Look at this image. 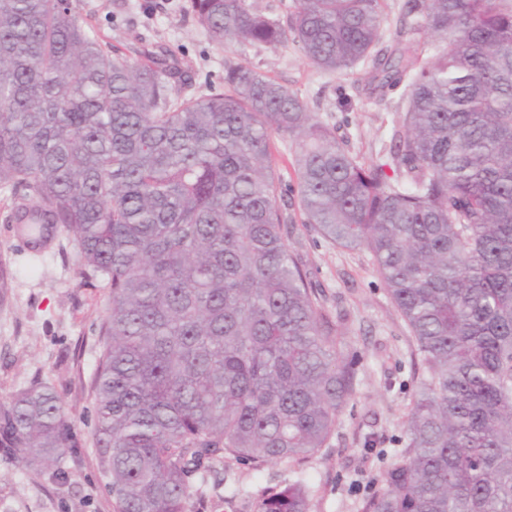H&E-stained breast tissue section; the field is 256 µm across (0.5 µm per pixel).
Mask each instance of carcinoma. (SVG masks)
Listing matches in <instances>:
<instances>
[{"instance_id": "obj_1", "label": "carcinoma", "mask_w": 512, "mask_h": 512, "mask_svg": "<svg viewBox=\"0 0 512 512\" xmlns=\"http://www.w3.org/2000/svg\"><path fill=\"white\" fill-rule=\"evenodd\" d=\"M218 46L293 45L345 73L372 64L407 105L376 159L295 92L224 57V90L187 95L165 48L132 60L75 0H0V193L26 248L73 236L108 289L95 443L114 512H188L226 458L302 462L352 398L302 258L290 196L331 243L365 248L415 348L403 448L363 512H512V0H407L387 55L381 0H190ZM289 139L283 183L273 137ZM0 444L35 468L77 447L55 387L0 404ZM256 512H310L301 481Z\"/></svg>"}]
</instances>
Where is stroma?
<instances>
[{
  "instance_id": "obj_1",
  "label": "stroma",
  "mask_w": 512,
  "mask_h": 512,
  "mask_svg": "<svg viewBox=\"0 0 512 512\" xmlns=\"http://www.w3.org/2000/svg\"><path fill=\"white\" fill-rule=\"evenodd\" d=\"M188 2L81 0V14L129 58L158 45L172 50L198 95L221 86L225 52L187 16ZM242 55L335 125L350 152L370 159L388 145L404 86L373 92L368 67L346 75L321 73L291 45L248 48ZM345 94L351 97L348 112L340 108ZM9 213L0 201V259L13 272L8 299L0 303V400L37 380L54 386L66 403L77 445L63 458L62 482L53 469L26 468L0 447V512H113L95 447L92 393L108 291L81 284L70 236L60 234L42 255L32 256ZM290 213L289 250L302 257L327 309L346 315L340 330L345 356L358 361L354 395L327 448L303 463L257 469L225 461L190 500L188 512H255L266 488L298 480L309 485L311 512H362L401 447L417 382L409 331L366 249L338 247L304 224L298 208Z\"/></svg>"
}]
</instances>
